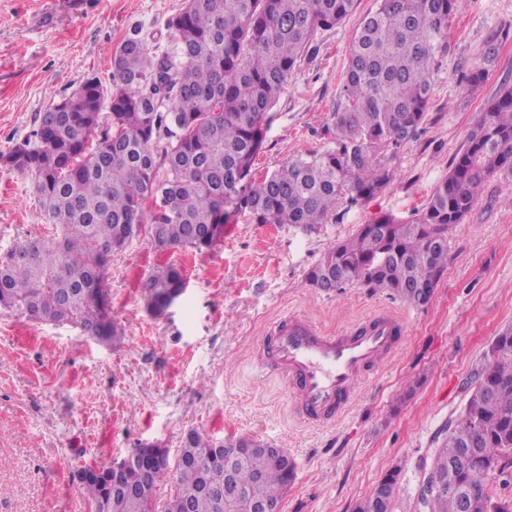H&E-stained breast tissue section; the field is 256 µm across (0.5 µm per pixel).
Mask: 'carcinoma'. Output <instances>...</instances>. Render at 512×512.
Segmentation results:
<instances>
[{"label": "carcinoma", "instance_id": "obj_1", "mask_svg": "<svg viewBox=\"0 0 512 512\" xmlns=\"http://www.w3.org/2000/svg\"><path fill=\"white\" fill-rule=\"evenodd\" d=\"M357 0H187L168 22L172 53L157 55L137 37L112 54V91L86 79L50 107L6 155L35 180L41 215L57 237H29L0 257V310L32 323L71 325L102 344L115 326L104 281L112 254L138 236L144 213L161 249L208 252L227 224L315 232L338 201L382 192L393 164L423 125L434 63L462 0H377L352 42L340 102L321 150L295 156L256 177L271 109L320 30L350 15ZM164 80L167 93L155 98ZM108 115H103V107ZM512 175V87L487 104L441 180L408 219L382 215L333 243L307 273L321 290L361 286L419 306L448 264V233L472 210L487 180ZM182 270L165 265L142 285L147 310L161 316L184 292ZM475 386L433 450L431 469L456 490L433 512H512L488 481L512 480V329L484 354ZM491 393L493 399L485 397ZM475 448L458 464L462 434ZM249 436L213 441L190 431L170 464L165 512H222L224 465L245 455L236 481L245 502L274 508L294 477L283 449L273 456ZM398 470L389 471L357 512H391ZM89 512H154L155 488L136 468L116 491L112 469L79 472ZM476 491L467 506L461 493Z\"/></svg>", "mask_w": 512, "mask_h": 512}]
</instances>
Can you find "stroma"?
<instances>
[{
  "instance_id": "1",
  "label": "stroma",
  "mask_w": 512,
  "mask_h": 512,
  "mask_svg": "<svg viewBox=\"0 0 512 512\" xmlns=\"http://www.w3.org/2000/svg\"><path fill=\"white\" fill-rule=\"evenodd\" d=\"M185 0H0V154L29 136L38 117L84 80L112 88V54L131 36L169 50L166 24ZM376 0H359L340 25L319 31L274 106L254 171L262 176L321 149L336 109L350 44ZM512 0H463L435 63L423 129L407 143L388 187L356 205L339 201L306 234L239 217L210 252L157 249L141 232L113 255L104 287L117 334L102 345L71 326L0 312V512H86L78 471L151 443L177 452L191 430L214 440L247 435L287 449L295 476L279 512H356L399 470L392 512H418L422 463L437 448L489 344L512 328V176L488 180L448 239V265L425 305L385 291H322L306 275L334 242L391 214L407 217L446 177L484 106L512 84ZM492 55L484 63V55ZM487 74L469 95L464 79ZM55 231L40 216L33 178L0 164V254ZM177 264L187 290L160 317L140 288ZM404 321L379 372L360 379L345 414L325 427L298 416L287 386L262 369L256 347L276 319L298 314L327 332L378 313ZM420 386L401 394L412 380Z\"/></svg>"
}]
</instances>
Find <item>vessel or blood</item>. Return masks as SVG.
Returning <instances> with one entry per match:
<instances>
[{
  "instance_id": "b4317fda",
  "label": "vessel or blood",
  "mask_w": 512,
  "mask_h": 512,
  "mask_svg": "<svg viewBox=\"0 0 512 512\" xmlns=\"http://www.w3.org/2000/svg\"><path fill=\"white\" fill-rule=\"evenodd\" d=\"M403 321L383 313L351 331L329 334L299 315L276 321L258 357L287 383L301 417L314 425L334 423L345 411L359 377L393 350Z\"/></svg>"
}]
</instances>
